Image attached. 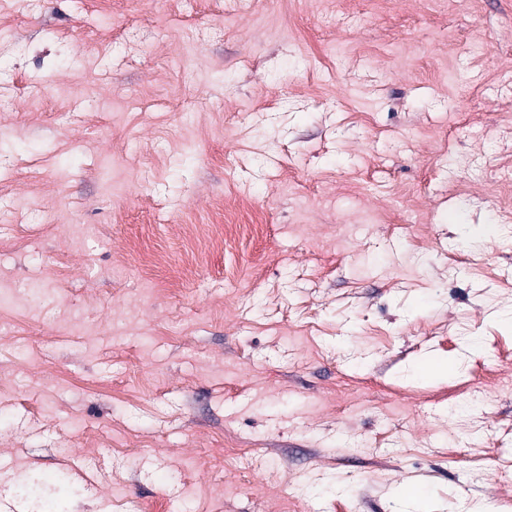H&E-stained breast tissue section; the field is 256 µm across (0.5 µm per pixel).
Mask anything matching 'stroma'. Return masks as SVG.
Listing matches in <instances>:
<instances>
[{
	"instance_id": "obj_1",
	"label": "stroma",
	"mask_w": 512,
	"mask_h": 512,
	"mask_svg": "<svg viewBox=\"0 0 512 512\" xmlns=\"http://www.w3.org/2000/svg\"><path fill=\"white\" fill-rule=\"evenodd\" d=\"M0 26V512H512V0Z\"/></svg>"
}]
</instances>
